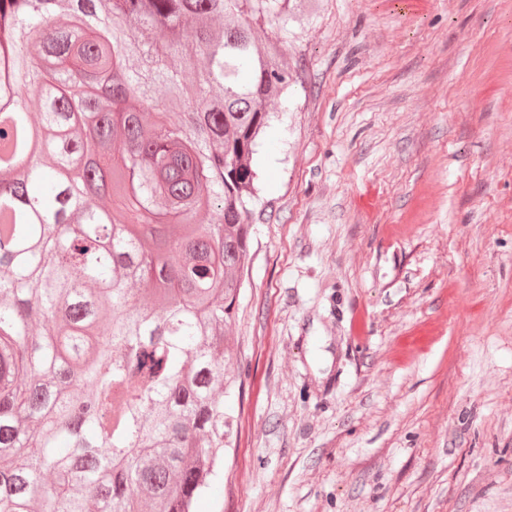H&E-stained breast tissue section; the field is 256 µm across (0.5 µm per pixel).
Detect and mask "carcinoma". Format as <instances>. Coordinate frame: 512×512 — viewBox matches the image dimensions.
Returning a JSON list of instances; mask_svg holds the SVG:
<instances>
[{
    "label": "carcinoma",
    "instance_id": "cac0c4a2",
    "mask_svg": "<svg viewBox=\"0 0 512 512\" xmlns=\"http://www.w3.org/2000/svg\"><path fill=\"white\" fill-rule=\"evenodd\" d=\"M291 0H0V512H194Z\"/></svg>",
    "mask_w": 512,
    "mask_h": 512
}]
</instances>
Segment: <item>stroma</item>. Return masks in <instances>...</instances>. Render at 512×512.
<instances>
[{"instance_id": "1", "label": "stroma", "mask_w": 512, "mask_h": 512, "mask_svg": "<svg viewBox=\"0 0 512 512\" xmlns=\"http://www.w3.org/2000/svg\"><path fill=\"white\" fill-rule=\"evenodd\" d=\"M254 157L196 512H512V0H319Z\"/></svg>"}]
</instances>
